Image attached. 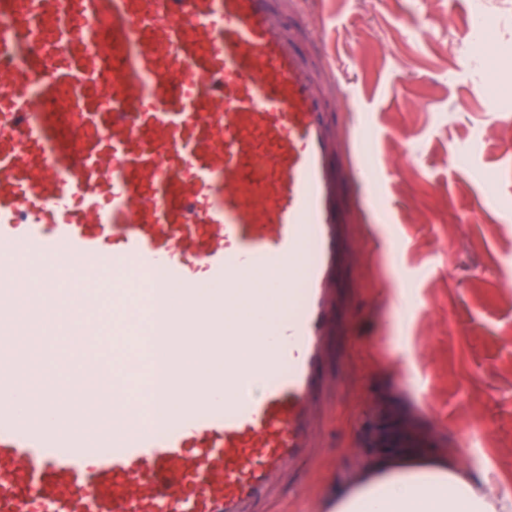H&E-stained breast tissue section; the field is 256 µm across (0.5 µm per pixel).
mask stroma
Returning <instances> with one entry per match:
<instances>
[{"label": "stroma", "instance_id": "stroma-1", "mask_svg": "<svg viewBox=\"0 0 512 512\" xmlns=\"http://www.w3.org/2000/svg\"><path fill=\"white\" fill-rule=\"evenodd\" d=\"M472 0H321L308 5L336 79L376 138L365 164L394 161L380 184H348L363 209L346 272V310L323 405V454L302 465L269 512H324L374 449L368 427L402 447L458 455L512 482V97L472 76ZM496 82L512 90V0H484ZM427 14V30L413 18ZM463 154L448 158L449 143ZM45 368L69 382L63 332L44 335Z\"/></svg>", "mask_w": 512, "mask_h": 512}]
</instances>
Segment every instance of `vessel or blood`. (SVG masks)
Masks as SVG:
<instances>
[{"mask_svg":"<svg viewBox=\"0 0 512 512\" xmlns=\"http://www.w3.org/2000/svg\"><path fill=\"white\" fill-rule=\"evenodd\" d=\"M0 0V512H258L278 499L318 439L343 273L357 243L342 135L369 141L313 40L309 0ZM80 263L81 301L53 280L19 277L7 257ZM112 277V315L97 287ZM144 291L202 282L238 299L274 287V338L243 366L239 323L224 373L162 387L172 412L146 417L129 397L126 343L113 375L97 353L104 322L124 327L128 276ZM69 321L83 352L50 409L11 395L42 328ZM207 305L186 341L218 335ZM80 406L82 427L59 409Z\"/></svg>","mask_w":512,"mask_h":512,"instance_id":"b4317fda","label":"vessel or blood"}]
</instances>
